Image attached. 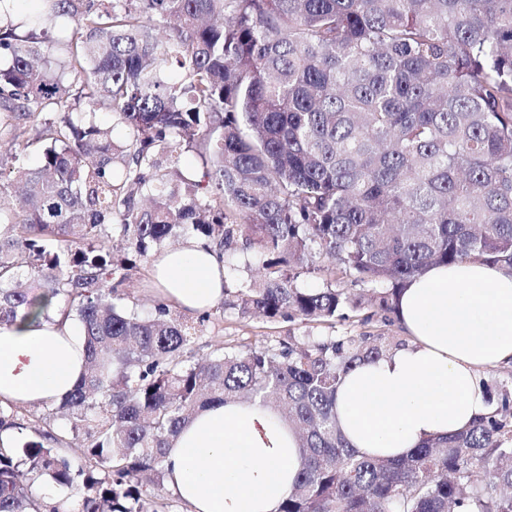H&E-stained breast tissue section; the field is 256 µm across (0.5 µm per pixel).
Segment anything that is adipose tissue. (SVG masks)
<instances>
[{
    "label": "adipose tissue",
    "instance_id": "1",
    "mask_svg": "<svg viewBox=\"0 0 512 512\" xmlns=\"http://www.w3.org/2000/svg\"><path fill=\"white\" fill-rule=\"evenodd\" d=\"M161 293L196 312L224 297V261L192 240L152 264ZM403 345L350 371L336 418L354 448L399 457L488 412L481 375L512 363V271L480 261L435 265L402 292ZM86 370L78 323L59 302L0 326V402H60ZM304 459L295 432L261 403L199 413L166 454L165 482L189 512H278Z\"/></svg>",
    "mask_w": 512,
    "mask_h": 512
}]
</instances>
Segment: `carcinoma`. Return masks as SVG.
I'll list each match as a JSON object with an SVG mask.
<instances>
[{"mask_svg": "<svg viewBox=\"0 0 512 512\" xmlns=\"http://www.w3.org/2000/svg\"><path fill=\"white\" fill-rule=\"evenodd\" d=\"M4 2L0 325L66 304L87 372L45 405L65 429L0 448V512H42L36 480L74 492L78 512H161L147 485L167 448L230 400L298 435L305 466L279 512H512V389L464 430L369 457L341 432L336 393L403 341L218 344L200 364L209 312L188 323L156 295L141 318L119 291L175 238L216 247L226 274L245 241L263 275L224 289L242 320L331 324L360 308L297 286L324 257L369 285L386 325L430 266L512 269V0H39L23 19ZM194 150L198 180L178 167ZM25 428L0 403V431ZM72 445L76 469L59 454Z\"/></svg>", "mask_w": 512, "mask_h": 512, "instance_id": "1", "label": "carcinoma"}]
</instances>
